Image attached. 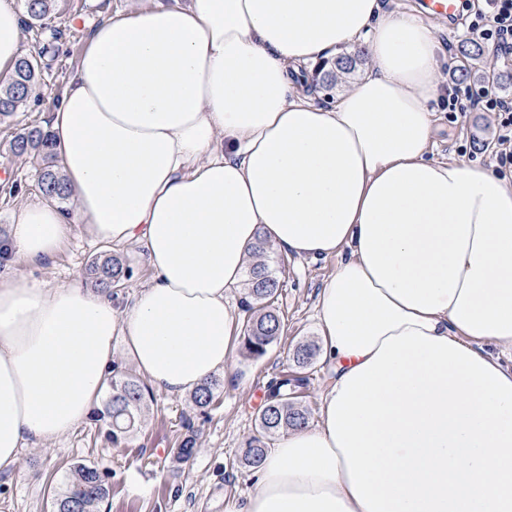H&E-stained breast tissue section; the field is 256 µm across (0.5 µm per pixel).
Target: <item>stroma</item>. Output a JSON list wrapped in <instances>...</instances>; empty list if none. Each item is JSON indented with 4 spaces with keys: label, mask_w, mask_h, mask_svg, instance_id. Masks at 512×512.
Listing matches in <instances>:
<instances>
[{
    "label": "stroma",
    "mask_w": 512,
    "mask_h": 512,
    "mask_svg": "<svg viewBox=\"0 0 512 512\" xmlns=\"http://www.w3.org/2000/svg\"><path fill=\"white\" fill-rule=\"evenodd\" d=\"M398 2L433 25L446 61H453L454 46L465 36V26L432 14L426 0ZM137 5L138 0H54L43 28L22 29L25 51L39 56L42 94L0 119V169L8 171L0 176V234L5 233L15 207L40 196L34 166L9 153L12 139L22 129L46 125L53 93L63 85L88 32L101 17ZM498 149L493 114L443 112L433 138L435 158L477 161L500 168L511 179L512 166L498 165ZM105 251L104 245L76 233L47 266L18 263L13 271L28 281L62 283L85 276L87 266ZM116 254L131 270L117 292L119 302L126 304L147 286L151 271L139 246L117 249ZM271 256L280 281L276 305L284 331L263 358H248L242 348H235L226 366L231 379L222 382L209 416L199 414L190 395L155 394L138 431L118 448L104 440L97 419H88L59 440L22 452L15 474L0 477V512H51L52 497L62 491L70 464L81 460L110 471V512H224L225 496L248 492L253 474L239 466L238 457L256 431L266 385L290 367L291 353L299 343L319 342L317 292L339 264L333 255L299 259L276 249ZM187 418L199 433V450L191 461L180 464L173 452Z\"/></svg>",
    "instance_id": "stroma-1"
}]
</instances>
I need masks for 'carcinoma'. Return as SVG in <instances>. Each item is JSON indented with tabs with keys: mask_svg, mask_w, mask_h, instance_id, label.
I'll list each match as a JSON object with an SVG mask.
<instances>
[{
	"mask_svg": "<svg viewBox=\"0 0 512 512\" xmlns=\"http://www.w3.org/2000/svg\"><path fill=\"white\" fill-rule=\"evenodd\" d=\"M53 0H23L24 23L32 27L42 22L51 12ZM483 48L467 39L457 47L456 65L452 74L463 80L489 78L483 66ZM42 85V74L35 56L21 57L10 81L0 83V117L11 116L25 105L31 94ZM16 158L30 161L40 170L39 188L43 195L66 203L70 191L65 179L56 169L53 142L48 130L34 126L18 133L10 145ZM88 276L94 286L114 291L124 284L126 269L114 255L104 254L92 261ZM276 270L270 267L266 250L261 248L251 254L245 283L244 332L242 349L246 355L258 360L265 356L268 346L281 335L284 324L275 301L279 292ZM316 348L308 343L296 346L292 352V373L272 379L267 386L266 403L258 418L256 434L247 443L239 457V464L249 470L260 466L267 450V440L281 435L288 429L304 428L309 424L308 410L293 402L296 390L306 384L305 370L311 366ZM112 393L100 413V429L114 447L127 443L138 429L147 408L148 387L131 373L114 370L110 381ZM219 383L210 380L197 388L191 396L195 408L204 413L214 403ZM187 434L175 449L176 459L189 461L198 447L197 434L186 425ZM108 471L95 464L78 462L71 465L66 475L65 489L54 496L53 512H98V505L109 499L112 485Z\"/></svg>",
	"mask_w": 512,
	"mask_h": 512,
	"instance_id": "1",
	"label": "carcinoma"
}]
</instances>
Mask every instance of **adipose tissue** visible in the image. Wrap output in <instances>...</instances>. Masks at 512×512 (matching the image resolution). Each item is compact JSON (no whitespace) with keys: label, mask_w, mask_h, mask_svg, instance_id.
Instances as JSON below:
<instances>
[{"label":"adipose tissue","mask_w":512,"mask_h":512,"mask_svg":"<svg viewBox=\"0 0 512 512\" xmlns=\"http://www.w3.org/2000/svg\"><path fill=\"white\" fill-rule=\"evenodd\" d=\"M21 20L0 0L4 82ZM358 41L363 74L317 104L304 81ZM441 54L429 23L382 0H142L103 18L49 114L73 211L17 207L0 257L44 266L80 224L96 242L141 246L152 278L121 308L78 279L0 274V473L88 419L115 344L169 395L223 371L238 336L229 293L261 242L339 256L316 301L332 378L317 423L282 434L224 512H366L327 407L405 328L512 381V182L431 157Z\"/></svg>","instance_id":"ef3b65f1"}]
</instances>
